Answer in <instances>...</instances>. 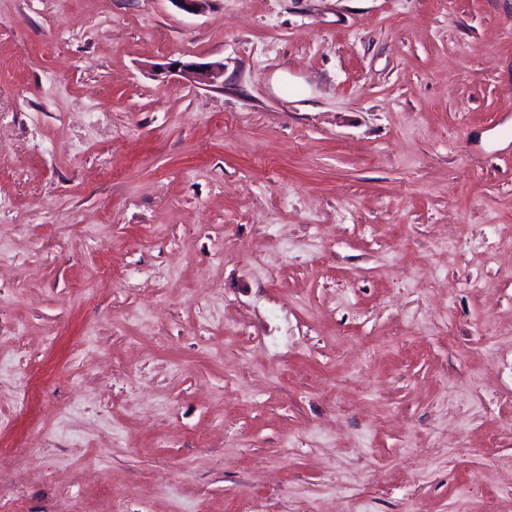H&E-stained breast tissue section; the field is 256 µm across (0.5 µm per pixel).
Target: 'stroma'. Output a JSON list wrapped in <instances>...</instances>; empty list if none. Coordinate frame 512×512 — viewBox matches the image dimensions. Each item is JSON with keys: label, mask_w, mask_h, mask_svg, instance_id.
<instances>
[{"label": "stroma", "mask_w": 512, "mask_h": 512, "mask_svg": "<svg viewBox=\"0 0 512 512\" xmlns=\"http://www.w3.org/2000/svg\"><path fill=\"white\" fill-rule=\"evenodd\" d=\"M116 501L512 512V0H0V512ZM160 68L168 73H178L191 82L200 86H214L221 76H224V64L222 62H190L171 60L161 65Z\"/></svg>", "instance_id": "stroma-1"}]
</instances>
